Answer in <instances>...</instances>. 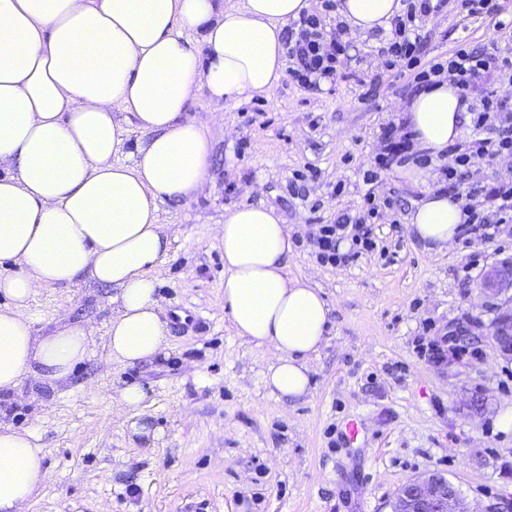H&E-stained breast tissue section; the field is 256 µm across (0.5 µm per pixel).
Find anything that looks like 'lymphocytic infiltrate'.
Instances as JSON below:
<instances>
[{"label": "lymphocytic infiltrate", "mask_w": 512, "mask_h": 512, "mask_svg": "<svg viewBox=\"0 0 512 512\" xmlns=\"http://www.w3.org/2000/svg\"><path fill=\"white\" fill-rule=\"evenodd\" d=\"M448 0H407L404 14L392 22V39L388 48L394 61L406 62L416 68L418 86L430 84L431 78L441 71H448L456 85L469 89L475 80H483L485 87L479 103L471 105L472 137L454 145V167L445 169L444 181L448 192H456L461 185H468V198L477 199L483 215H470L460 234L464 244L473 241L488 242L495 239L499 225L512 223V177H493L477 180L472 169L488 157L507 152L512 154V106L500 98L494 85L504 74H512V58L496 57L471 48L462 42L453 50L447 64H435L429 69H419L420 47L418 18L442 11ZM343 27L328 31L313 15L301 16L288 27L285 41L287 72L304 87H319L321 80L333 77L341 55L347 46L341 36ZM308 241L321 259L332 264L355 260L364 251L376 246L372 231L362 218L342 215L333 224H321L313 229ZM349 242L348 252H340L341 242Z\"/></svg>", "instance_id": "obj_1"}]
</instances>
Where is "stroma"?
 Returning <instances> with one entry per match:
<instances>
[{
  "mask_svg": "<svg viewBox=\"0 0 512 512\" xmlns=\"http://www.w3.org/2000/svg\"><path fill=\"white\" fill-rule=\"evenodd\" d=\"M476 22L446 10L423 18L422 66L447 61L460 38L512 52V0ZM379 29L346 32L348 58L319 90L282 75L274 90L240 101L200 91L188 117L207 132L212 166L193 198L159 205L168 249L153 270L168 327L167 358L123 367L107 359L113 290L82 278L39 289L27 312L36 333L90 331L88 355L55 386L25 377L0 399V422L30 431L52 477L25 512H392L408 480L441 473L472 512L512 505V361L491 332L512 299L484 300L494 266L512 268V223L490 242L427 251L407 218L442 165H381L385 130L412 96L414 73L388 66ZM375 94H368L369 83ZM274 207L294 230L289 276L320 288L333 331L313 358L312 390L288 401L264 383L268 354L236 336L224 312V253L215 229L225 209ZM370 214L378 248L357 261L321 263L314 224ZM462 331L479 348L437 360L429 346ZM147 388L118 412L127 383ZM360 420L355 442L342 437ZM147 421L158 439L131 436Z\"/></svg>",
  "mask_w": 512,
  "mask_h": 512,
  "instance_id": "1",
  "label": "stroma"
}]
</instances>
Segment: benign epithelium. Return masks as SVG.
Wrapping results in <instances>:
<instances>
[{
	"label": "benign epithelium",
	"mask_w": 512,
	"mask_h": 512,
	"mask_svg": "<svg viewBox=\"0 0 512 512\" xmlns=\"http://www.w3.org/2000/svg\"><path fill=\"white\" fill-rule=\"evenodd\" d=\"M485 287L497 293L512 289V269L491 272ZM493 339L500 355L512 357V313L499 318ZM448 484V477L438 473L409 481L399 491L401 507L397 512H472L462 494L448 490Z\"/></svg>",
	"instance_id": "benign-epithelium-1"
}]
</instances>
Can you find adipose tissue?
Masks as SVG:
<instances>
[{
  "mask_svg": "<svg viewBox=\"0 0 512 512\" xmlns=\"http://www.w3.org/2000/svg\"><path fill=\"white\" fill-rule=\"evenodd\" d=\"M401 0H340L351 28H388ZM311 0H0V394L22 378L66 379L87 356L75 325L34 333L26 308L45 286L87 276L112 287L108 356L123 366L166 357L167 329L150 271L167 249L163 199L192 197L211 142L187 116L199 90L241 100L271 92L284 67L283 33ZM468 102L446 77L402 111L417 148L436 160L461 138ZM149 140L123 158L117 112ZM462 203L431 189L409 230L437 252L455 240ZM224 311L237 336L273 358L271 394L311 389L310 361L328 341L320 290L289 277L293 237L273 208L224 212ZM31 432L0 427V512H21L51 479Z\"/></svg>",
  "mask_w": 512,
  "mask_h": 512,
  "instance_id": "adipose-tissue-1",
  "label": "adipose tissue"
}]
</instances>
